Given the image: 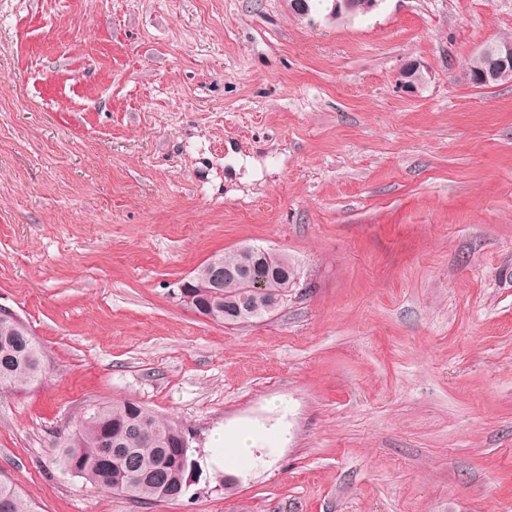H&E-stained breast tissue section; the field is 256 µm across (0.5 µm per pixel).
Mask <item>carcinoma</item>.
I'll return each mask as SVG.
<instances>
[{
	"label": "carcinoma",
	"mask_w": 512,
	"mask_h": 512,
	"mask_svg": "<svg viewBox=\"0 0 512 512\" xmlns=\"http://www.w3.org/2000/svg\"><path fill=\"white\" fill-rule=\"evenodd\" d=\"M486 67L487 61L475 55L466 62L463 78L471 85L475 74ZM212 261L230 270L249 264L253 280L264 285L250 306L244 305L243 288L233 279L224 280L217 295L208 288L196 289L195 300L211 307L223 323L244 324L271 316L266 300L282 301L288 296L290 282L281 272L292 264L284 253L271 251L268 258H258L244 246L219 253L194 269V283L207 281ZM43 370L44 349L27 326L0 319V389H23L37 381ZM145 422L157 430L152 442L141 438L139 426ZM182 431L179 423L159 418L132 399L99 404L67 439L59 461L65 470L97 489L134 499L174 501L188 491L190 473L201 472L189 449L178 444ZM3 499L7 512H35L11 481L0 478Z\"/></svg>",
	"instance_id": "carcinoma-1"
}]
</instances>
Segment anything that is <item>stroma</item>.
I'll return each mask as SVG.
<instances>
[{
  "label": "stroma",
  "instance_id": "stroma-1",
  "mask_svg": "<svg viewBox=\"0 0 512 512\" xmlns=\"http://www.w3.org/2000/svg\"><path fill=\"white\" fill-rule=\"evenodd\" d=\"M510 39L512 0H0V306L46 353L0 476L36 512H512V79L462 77ZM244 244L299 285L203 320L180 283ZM128 398L190 432L179 500L59 467ZM217 452L215 463L224 468L225 458L231 456L235 459L247 460L252 456V436L246 430H236L226 434L224 430L218 431L212 438Z\"/></svg>",
  "mask_w": 512,
  "mask_h": 512
}]
</instances>
